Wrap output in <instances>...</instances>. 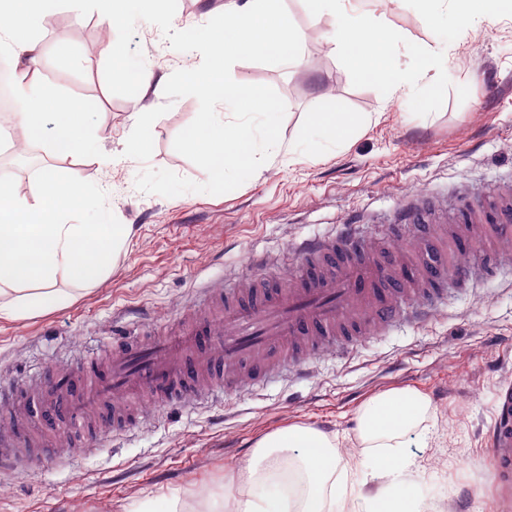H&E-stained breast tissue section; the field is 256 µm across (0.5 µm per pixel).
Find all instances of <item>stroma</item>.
Returning a JSON list of instances; mask_svg holds the SVG:
<instances>
[{"label":"stroma","instance_id":"35a3bbf8","mask_svg":"<svg viewBox=\"0 0 512 512\" xmlns=\"http://www.w3.org/2000/svg\"><path fill=\"white\" fill-rule=\"evenodd\" d=\"M284 5L296 27L310 34L299 58L287 65L238 62L233 79L276 90L286 104L285 142L316 112L368 113L372 120L340 147L310 130L308 143L272 153L260 177L221 195L163 197L135 186L147 167L206 181V173L173 148L198 112L191 96L170 102L162 90H149L141 111L169 107L152 126L149 162L105 164L123 149L131 127L128 97L110 93L104 79L117 29L94 11L78 22L64 8L45 17L41 74L90 103L103 132L101 155L51 160L39 138L28 145L27 164L6 152L0 167L25 183L51 160L64 177L102 188L99 206L111 209L115 223L131 225L132 236L111 276L77 292L69 305L21 320L0 318V379L24 387L56 367H78L102 356L113 331L137 321L164 329L199 313L208 289L238 278L288 280L297 244L336 235L350 216H359L374 240L401 247L405 238H390L388 226L411 201L428 197L451 206L472 192H512V10L458 37L426 23L408 0L389 6L361 0L363 9L385 14L402 32L395 52L400 67L412 65L416 47L448 54L439 92L416 91L407 103L387 106L375 82L327 49L331 18L313 22L306 0ZM131 45L166 77L201 60L198 52L173 50L161 30L144 21L137 22ZM481 68L490 71L497 91L476 79ZM256 254L263 266H252ZM305 368V376L222 390L187 409L150 402L138 427L101 436L86 454L0 472V512H137L145 496L171 493L193 508L199 489L224 497L230 467L260 438L289 425L339 436L357 452L361 406L377 393L406 387L432 404L430 441L410 449L414 490L436 506L452 504L453 512H512V481L495 473L488 441L489 430L502 423V396L512 389V273L449 289L428 323L368 334Z\"/></svg>","mask_w":512,"mask_h":512}]
</instances>
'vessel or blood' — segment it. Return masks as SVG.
I'll return each instance as SVG.
<instances>
[{"mask_svg":"<svg viewBox=\"0 0 512 512\" xmlns=\"http://www.w3.org/2000/svg\"><path fill=\"white\" fill-rule=\"evenodd\" d=\"M438 209L425 201L403 208L397 222L413 227L407 244L387 256L372 253L363 225H344L338 235L300 243L299 278L289 286L264 280L260 287L230 284L211 289L206 303L216 318L181 323L171 335L123 336L109 346L110 361H88L53 374L44 394L52 403L32 404L43 429L82 426L88 413L110 417L113 431L129 428L135 415H112L115 397L135 393L161 402L189 404L213 389H256L285 372H300L303 361L336 344L429 318L452 284L466 285L491 270H512V200H486L437 224ZM18 387L0 388V466L50 456L34 446L26 423L16 415ZM496 469L512 465V431L494 430Z\"/></svg>","mask_w":512,"mask_h":512,"instance_id":"obj_1","label":"vessel or blood"}]
</instances>
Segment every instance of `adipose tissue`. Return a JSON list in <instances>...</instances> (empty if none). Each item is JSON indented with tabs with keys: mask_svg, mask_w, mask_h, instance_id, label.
<instances>
[{
	"mask_svg": "<svg viewBox=\"0 0 512 512\" xmlns=\"http://www.w3.org/2000/svg\"><path fill=\"white\" fill-rule=\"evenodd\" d=\"M59 0H0V52L16 62L12 112L27 134L49 130V154L99 152L100 135L87 103L42 80L40 30ZM74 18L95 7L107 20L144 17L167 0H60ZM504 0H416L426 22L450 24L458 33L492 20ZM355 0H309L314 19L331 16L325 41L341 52L358 76L378 81L387 102L408 99L413 86L432 92L434 58L414 55L411 69H398L393 49L402 40L384 16L357 13ZM95 191L62 180L46 167L27 187L0 180V317L17 319L31 309L62 306L72 286L107 278L127 249L132 227L114 223L108 211L94 222L75 224L74 210L92 206ZM431 409L415 389L378 394L360 409L355 425L361 453L342 451L338 437L293 425L260 440L236 469V490L226 499L205 498L202 512H429L405 477L413 461L406 437L417 432Z\"/></svg>",
	"mask_w": 512,
	"mask_h": 512,
	"instance_id": "obj_1",
	"label": "adipose tissue"
}]
</instances>
